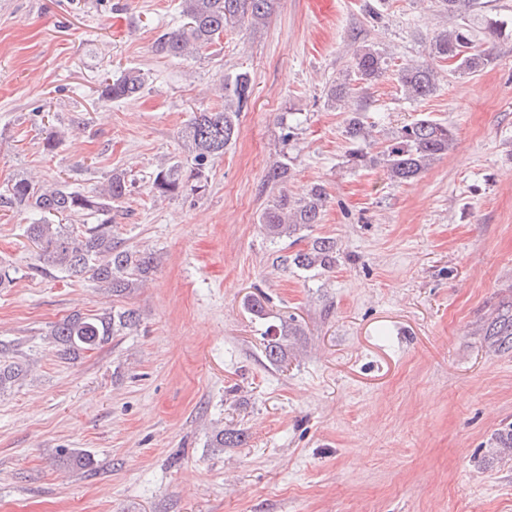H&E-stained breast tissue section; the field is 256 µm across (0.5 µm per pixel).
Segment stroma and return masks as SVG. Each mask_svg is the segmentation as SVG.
Instances as JSON below:
<instances>
[{
	"label": "stroma",
	"mask_w": 512,
	"mask_h": 512,
	"mask_svg": "<svg viewBox=\"0 0 512 512\" xmlns=\"http://www.w3.org/2000/svg\"><path fill=\"white\" fill-rule=\"evenodd\" d=\"M179 0H0V187L35 173L77 187L119 171L132 191L116 237L152 250L145 287L122 296L36 271L27 213L0 208V340L28 368L0 394V512H512V336L489 335L512 307V36L433 0H278L258 30H230L193 60L156 55ZM380 14L371 19L366 3ZM469 25L491 54L422 102L394 75L361 104L378 142L422 116L456 146L418 180L352 168L345 114L327 99L367 43L393 63L429 54L435 27ZM137 67L138 100L104 104V78ZM248 71L240 135L204 188L161 201L190 114L220 105L224 75ZM64 131L54 152L47 128ZM288 154L290 189L323 184L314 235L336 264L301 271L289 241L259 224L261 182ZM261 297L265 318L246 308ZM136 309L135 331L62 358L47 336L73 312ZM296 328L269 363V325ZM243 432L215 448V430ZM90 454L68 469L60 449Z\"/></svg>",
	"instance_id": "1"
}]
</instances>
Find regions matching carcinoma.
I'll list each match as a JSON object with an SVG mask.
<instances>
[{
	"mask_svg": "<svg viewBox=\"0 0 512 512\" xmlns=\"http://www.w3.org/2000/svg\"><path fill=\"white\" fill-rule=\"evenodd\" d=\"M438 12L458 16L476 4V0H434ZM277 0H179L186 22L162 33L153 51L164 57L194 59L215 43L224 31L237 27L257 28L266 25L275 11ZM451 61L457 73H476L489 60L486 50L479 48L470 30L455 26L436 32L431 38L429 58L408 61L396 69V79L403 95L421 101L433 95L444 75L431 62L433 58ZM391 59L369 44L356 46L350 57V72L366 90L385 77ZM145 87V74L130 67L115 78L103 82L100 100L105 103L132 101ZM223 103L214 108L191 113L180 131L193 164L192 177L197 183L205 179L206 170L224 157V150L239 136V117L252 93L251 77L239 71L223 78L220 84ZM356 88L346 79L334 80L327 92L328 100L346 114L344 135L356 145L348 154L353 168L381 166L388 178L398 184L418 179L437 159L455 148L456 133L446 122L427 116L397 128L383 150L367 151L374 138L373 126L365 121L363 111L351 103ZM290 168L278 161L265 173L262 190L271 200L261 213V224L267 237L277 240L309 232L321 223L328 195L321 183H312L295 195L288 191ZM131 184L121 172H114L106 184L90 189H77L66 181H39L19 174L0 189V207L35 216L23 228L29 241L38 248L36 269L45 274L61 275L86 281L104 288L114 296H122L139 287L155 268V254L145 249L125 247L112 230V204L122 202L130 194ZM186 181L182 162L172 161L155 175L151 190L156 198L174 197L184 192ZM82 223H76V220ZM98 223L89 224L87 220ZM302 271L329 270L336 264V243L330 237L316 236L307 248L287 257ZM18 268L0 261V289L10 288L17 279ZM139 326L136 310L122 308L105 314L75 313L54 323L48 336L70 356L93 350L114 336L131 332ZM296 331L283 324L265 344L268 361L277 365L285 361L288 337ZM0 347V392L27 376L28 370L5 355ZM218 448L235 447L242 434L219 430L213 434ZM61 463L66 467L88 468L92 458L81 451H63Z\"/></svg>",
	"mask_w": 512,
	"mask_h": 512,
	"instance_id": "cac0c4a2",
	"label": "carcinoma"
}]
</instances>
